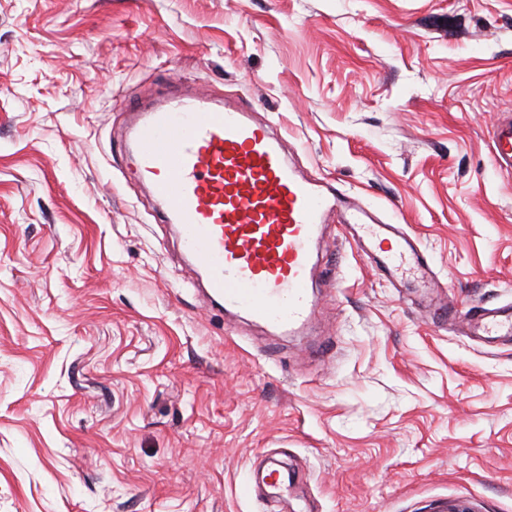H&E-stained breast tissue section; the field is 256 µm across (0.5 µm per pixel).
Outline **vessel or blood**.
<instances>
[{"label": "vessel or blood", "mask_w": 512, "mask_h": 512, "mask_svg": "<svg viewBox=\"0 0 512 512\" xmlns=\"http://www.w3.org/2000/svg\"><path fill=\"white\" fill-rule=\"evenodd\" d=\"M493 149L512 168V121L496 125ZM127 149L162 202V222L179 225L185 255L201 261L212 304L245 313L278 333L311 319L314 244L330 214L341 213L365 257L387 276L422 291L432 270L416 240L370 221L350 197L299 176L280 139L235 104L204 106L190 95L142 111ZM478 333L512 335L511 308H476Z\"/></svg>", "instance_id": "1"}]
</instances>
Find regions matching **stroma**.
I'll list each match as a JSON object with an SVG mask.
<instances>
[{
	"label": "stroma",
	"instance_id": "obj_1",
	"mask_svg": "<svg viewBox=\"0 0 512 512\" xmlns=\"http://www.w3.org/2000/svg\"><path fill=\"white\" fill-rule=\"evenodd\" d=\"M173 93L413 235L432 303L329 223L300 333L212 309L123 149ZM507 112L512 0H0V512H512V338L466 323L512 306ZM492 142L500 163L512 168V121L506 120L496 125Z\"/></svg>",
	"mask_w": 512,
	"mask_h": 512
}]
</instances>
